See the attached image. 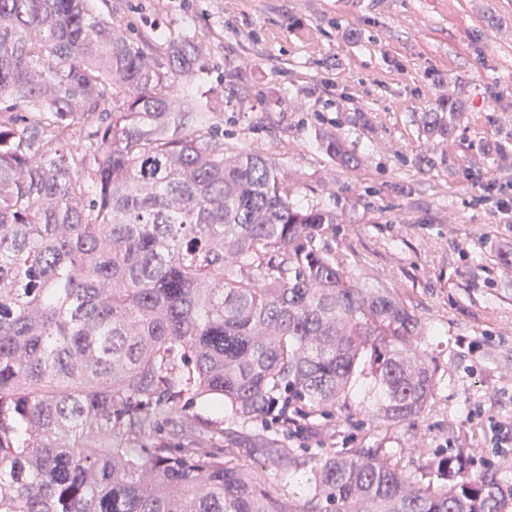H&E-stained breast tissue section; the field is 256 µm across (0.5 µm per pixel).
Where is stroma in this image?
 <instances>
[{"instance_id": "1", "label": "stroma", "mask_w": 512, "mask_h": 512, "mask_svg": "<svg viewBox=\"0 0 512 512\" xmlns=\"http://www.w3.org/2000/svg\"><path fill=\"white\" fill-rule=\"evenodd\" d=\"M165 60L197 45L202 71L181 83L193 106L218 97L224 145L273 152L297 201L334 206L331 243L368 282L394 285L427 329L420 348L435 374L425 410L378 426L321 417L286 438L259 468L267 488L308 475L306 449L377 444L420 474L417 449L465 452L475 473L496 465L495 428L512 423V223L486 183L512 182V0H94ZM462 103L446 141L427 137L422 112ZM333 130L362 160L354 171L318 145Z\"/></svg>"}]
</instances>
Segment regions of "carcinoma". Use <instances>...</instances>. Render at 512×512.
I'll list each match as a JSON object with an SVG mask.
<instances>
[{
  "mask_svg": "<svg viewBox=\"0 0 512 512\" xmlns=\"http://www.w3.org/2000/svg\"><path fill=\"white\" fill-rule=\"evenodd\" d=\"M149 45L90 0H0V512H512L508 482L446 458L416 478L384 448L312 455L285 498L252 465L280 448L146 450L187 396L265 443L354 406L402 424L435 389L418 318L332 247L336 210L224 150L211 100L179 104L193 42ZM456 114L420 126L445 141Z\"/></svg>",
  "mask_w": 512,
  "mask_h": 512,
  "instance_id": "obj_1",
  "label": "carcinoma"
}]
</instances>
